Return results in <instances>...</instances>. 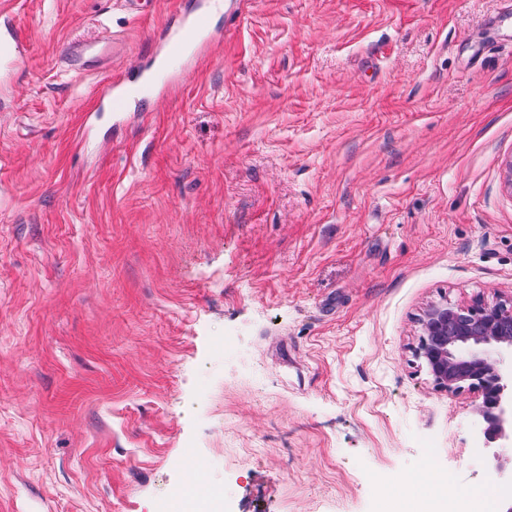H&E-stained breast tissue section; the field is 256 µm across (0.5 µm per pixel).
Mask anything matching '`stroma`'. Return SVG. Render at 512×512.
Listing matches in <instances>:
<instances>
[{"mask_svg": "<svg viewBox=\"0 0 512 512\" xmlns=\"http://www.w3.org/2000/svg\"><path fill=\"white\" fill-rule=\"evenodd\" d=\"M14 2L0 512H156L189 448L228 512H499L512 450L414 349L427 304L512 296V0H229L90 154L62 42L121 74L180 0ZM91 49L96 51L92 58L87 56ZM112 59V45L108 34H104L95 39V44H88L82 40H75L68 43L67 49L61 58V64L74 71H91V66L87 63L92 59L96 67L104 62L108 57Z\"/></svg>", "mask_w": 512, "mask_h": 512, "instance_id": "obj_1", "label": "stroma"}]
</instances>
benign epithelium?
<instances>
[{
  "label": "benign epithelium",
  "mask_w": 512,
  "mask_h": 512,
  "mask_svg": "<svg viewBox=\"0 0 512 512\" xmlns=\"http://www.w3.org/2000/svg\"><path fill=\"white\" fill-rule=\"evenodd\" d=\"M415 356L434 385L450 394H476L474 413L487 443L512 446V375L496 355L512 353V296L471 305L432 302L418 321ZM509 476L500 512H512V459L497 458Z\"/></svg>",
  "instance_id": "1"
}]
</instances>
